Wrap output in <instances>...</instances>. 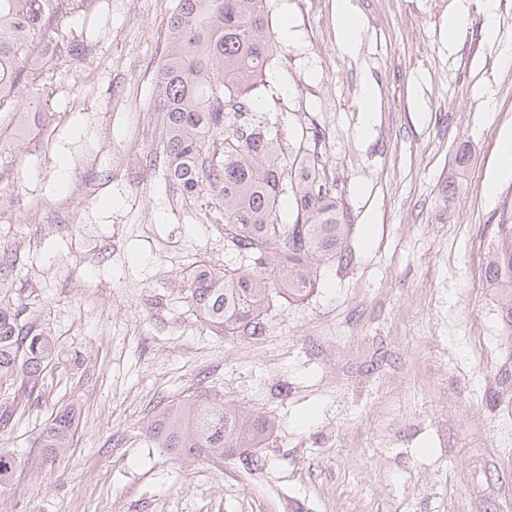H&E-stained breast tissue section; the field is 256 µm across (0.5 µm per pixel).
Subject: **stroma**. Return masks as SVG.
<instances>
[{"label": "stroma", "mask_w": 512, "mask_h": 512, "mask_svg": "<svg viewBox=\"0 0 512 512\" xmlns=\"http://www.w3.org/2000/svg\"><path fill=\"white\" fill-rule=\"evenodd\" d=\"M350 3L362 35L347 52L337 0H267L292 35L255 117L287 143L300 116L325 128L353 229L350 263L320 266L314 293L273 307L257 339L190 310L188 273L229 259L224 228L208 192L182 195L153 162L177 0H89L72 31L85 53L25 90L33 116L0 112V292L63 353L40 400L0 428L15 459L0 512H512V321L484 277L497 225L512 224L499 165L512 0H498L492 44L484 0H468L452 49L456 0ZM368 83L377 110L361 137ZM199 391L274 417L264 468L148 438L147 422ZM67 407L72 446L46 460L42 431ZM455 11L448 14V48H454L458 36L467 24V8L465 0H458Z\"/></svg>", "instance_id": "1"}]
</instances>
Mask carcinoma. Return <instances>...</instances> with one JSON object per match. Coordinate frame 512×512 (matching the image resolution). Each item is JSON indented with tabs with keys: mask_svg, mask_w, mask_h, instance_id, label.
I'll use <instances>...</instances> for the list:
<instances>
[{
	"mask_svg": "<svg viewBox=\"0 0 512 512\" xmlns=\"http://www.w3.org/2000/svg\"><path fill=\"white\" fill-rule=\"evenodd\" d=\"M86 0H0V112H19L22 94L51 58L78 56L84 45L67 35L75 5ZM278 43L266 0H178L156 79L162 121L159 162L166 181L186 196L207 189L224 219L231 262L189 273L195 316L226 336L256 339L277 302L301 303L317 285L323 263L346 259L351 224L328 181L320 147L324 132L301 121L298 145L254 122V91L265 80ZM290 199L294 220L283 219ZM503 243L486 279L506 291L512 318V224L499 225ZM23 302L0 301V390L37 401L59 350L46 328L25 318ZM72 408L45 429L42 447L55 456L69 447ZM149 438L177 457L216 459L256 455L275 430L261 412L227 407L206 394L170 405L146 427Z\"/></svg>",
	"mask_w": 512,
	"mask_h": 512,
	"instance_id": "obj_1",
	"label": "carcinoma"
}]
</instances>
